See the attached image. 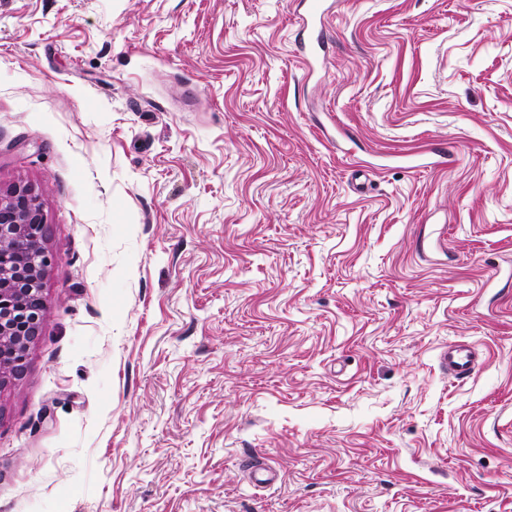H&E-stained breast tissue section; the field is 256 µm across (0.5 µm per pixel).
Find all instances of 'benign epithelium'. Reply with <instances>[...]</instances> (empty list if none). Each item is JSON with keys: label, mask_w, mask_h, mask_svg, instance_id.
<instances>
[{"label": "benign epithelium", "mask_w": 512, "mask_h": 512, "mask_svg": "<svg viewBox=\"0 0 512 512\" xmlns=\"http://www.w3.org/2000/svg\"><path fill=\"white\" fill-rule=\"evenodd\" d=\"M44 236L39 196L31 187L19 185L0 193V252H21L15 266H0V344L10 342L15 348L13 360L0 364V384L24 372L30 344L39 335L35 312L43 300L33 298V292L42 291L51 261L43 246Z\"/></svg>", "instance_id": "1"}]
</instances>
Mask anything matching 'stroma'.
I'll list each match as a JSON object with an SVG mask.
<instances>
[{
    "instance_id": "1",
    "label": "stroma",
    "mask_w": 512,
    "mask_h": 512,
    "mask_svg": "<svg viewBox=\"0 0 512 512\" xmlns=\"http://www.w3.org/2000/svg\"><path fill=\"white\" fill-rule=\"evenodd\" d=\"M299 3L0 0V512H512V0ZM44 236L38 194L26 185L5 194L0 191V252L23 253L15 266H0V344L11 342L15 348L13 360L0 364V384L24 372L30 344L39 335L40 320L34 312L43 300L38 295L31 299L33 291H42L44 272L51 261L43 246ZM441 362L456 380L464 382L482 365V359L470 344H451L441 354Z\"/></svg>"
}]
</instances>
